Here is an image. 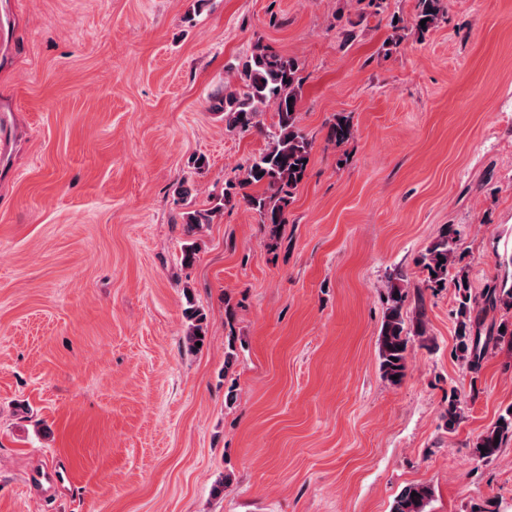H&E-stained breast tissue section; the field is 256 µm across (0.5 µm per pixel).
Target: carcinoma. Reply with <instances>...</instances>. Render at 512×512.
I'll list each match as a JSON object with an SVG mask.
<instances>
[{
	"instance_id": "1",
	"label": "carcinoma",
	"mask_w": 512,
	"mask_h": 512,
	"mask_svg": "<svg viewBox=\"0 0 512 512\" xmlns=\"http://www.w3.org/2000/svg\"><path fill=\"white\" fill-rule=\"evenodd\" d=\"M446 0H417L416 14L411 27L392 24V41L404 38L402 32L421 39L444 19ZM425 26H420V22ZM301 62L274 47L256 41L250 53L235 68L238 86L223 85L212 92L211 111L220 115L227 129L245 133L260 126L261 115L271 108L277 117L265 132L266 146L253 157L244 169V177L227 182L218 203L210 209H194L187 204L191 190L180 183L176 194L186 207L180 214L187 242L182 250V265L192 266L199 253L196 235L204 225L213 223L216 216L237 198H242L256 215L257 221L268 228L269 239H278L281 226L288 221V208L294 193L304 179L311 160L313 143L299 127V112L303 96L300 77ZM353 134L351 117L334 116L328 140L339 148ZM252 188L245 193L243 189ZM459 231L452 224L443 226L437 237L418 259L426 272V287L434 290L451 286L455 291L457 309L455 355L471 371H478L488 353L501 345L512 348V318H503L484 326L485 316L496 309L512 310V270L486 285L479 296L472 295L466 267L461 265L457 239ZM386 313L378 336V355L382 377L398 385L406 375L407 352L412 340H429L428 319L421 290L409 289L407 276L400 270L388 275ZM188 307L185 315L190 321L186 338L191 345L204 342L206 317L194 307L191 294H185ZM461 400L452 389L444 415L445 427L451 429L461 417ZM512 442V410L501 412L493 426L483 433L473 447L480 459L497 455ZM416 496H411V493ZM433 489L425 483L406 487L394 500L392 512H427Z\"/></svg>"
}]
</instances>
